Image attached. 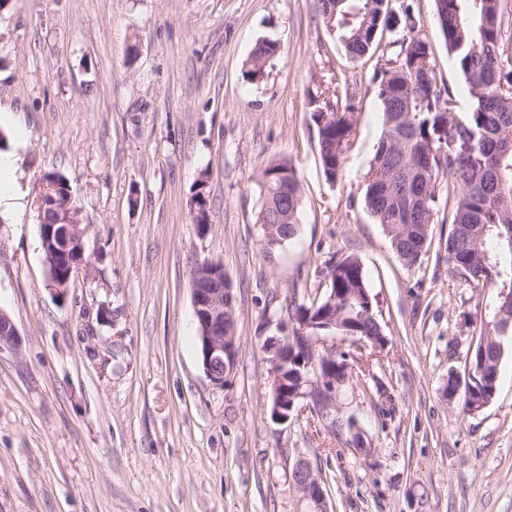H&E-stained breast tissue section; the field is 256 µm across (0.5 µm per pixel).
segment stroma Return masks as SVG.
<instances>
[{
    "label": "stroma",
    "mask_w": 512,
    "mask_h": 512,
    "mask_svg": "<svg viewBox=\"0 0 512 512\" xmlns=\"http://www.w3.org/2000/svg\"><path fill=\"white\" fill-rule=\"evenodd\" d=\"M456 112L470 97L435 18L411 0ZM280 51L248 82L255 44ZM390 35L346 57L313 0H6L0 125L23 210L0 209V512H300L290 480L317 464L330 512H512V340L498 391L465 414L442 395L466 375L475 290L448 265L436 224L404 267L364 207L381 134L371 85ZM339 82L357 106L336 181L316 149L311 95ZM303 185L298 232L265 257L255 223L261 166ZM67 177L86 262L65 295L48 284L35 200ZM208 177L206 234L193 217ZM359 258L388 344L349 377L334 431L310 401L267 410L263 349L296 288H324L331 259ZM218 261L237 296L236 367L215 388L199 357L190 279ZM363 438L370 454L355 449Z\"/></svg>",
    "instance_id": "obj_1"
}]
</instances>
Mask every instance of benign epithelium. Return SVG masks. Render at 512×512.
Returning a JSON list of instances; mask_svg holds the SVG:
<instances>
[{"instance_id": "7a95c632", "label": "benign epithelium", "mask_w": 512, "mask_h": 512, "mask_svg": "<svg viewBox=\"0 0 512 512\" xmlns=\"http://www.w3.org/2000/svg\"><path fill=\"white\" fill-rule=\"evenodd\" d=\"M41 240L48 261L56 264L67 259L72 245L84 246L83 231L77 215L60 212L57 223L42 224ZM231 295V289L224 287V278L213 272L193 289V308L197 322L201 362L204 372L213 386L224 387L234 371L237 343L224 335V302ZM270 355V381L274 382L275 400L270 409L271 419L284 424L299 412L294 399L308 398V394L295 391L288 393V380L284 377L283 366L288 361V344L274 337L267 342ZM309 461L301 460L293 467V476L303 479L300 501L309 500L317 512H328L326 490L323 483L308 474Z\"/></svg>"}]
</instances>
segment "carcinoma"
<instances>
[{"mask_svg": "<svg viewBox=\"0 0 512 512\" xmlns=\"http://www.w3.org/2000/svg\"><path fill=\"white\" fill-rule=\"evenodd\" d=\"M331 33L353 59L367 55L383 31L399 47L395 56L374 71L371 83L380 105L382 131L367 173L364 205L374 222L383 226L398 260L412 269L430 248L438 212V187L446 183L448 221L445 251L451 271L475 288L490 287L498 298L492 311L469 319L475 350L486 349L488 363L474 362L469 382L460 385L453 374L443 390L445 399L471 414L488 405L498 387L504 339L512 337V25L506 21L504 0H442L438 10L448 14L441 27L448 54L467 84L471 103L463 128L475 136L474 164L450 176L448 155L436 138L438 122L457 120L456 112H439L452 103L438 89L432 45L409 23L415 17L408 0H314ZM278 44L256 43L244 77L260 81ZM335 99L313 112L317 151L326 177L334 181L355 138L357 107L352 97L334 92ZM260 207L255 223L268 226L262 252L272 254L297 233L302 184L285 160H272L258 178ZM38 196L53 197L58 207L73 208L67 179L56 173L44 177ZM324 294L309 299L291 296L286 306L295 358L310 362L309 378L341 386L349 362L357 357L327 350L306 336H358L382 342L385 334L368 314L374 305L365 272L354 255L327 267ZM336 296V302L329 301Z\"/></svg>", "mask_w": 512, "mask_h": 512, "instance_id": "carcinoma-1", "label": "carcinoma"}]
</instances>
